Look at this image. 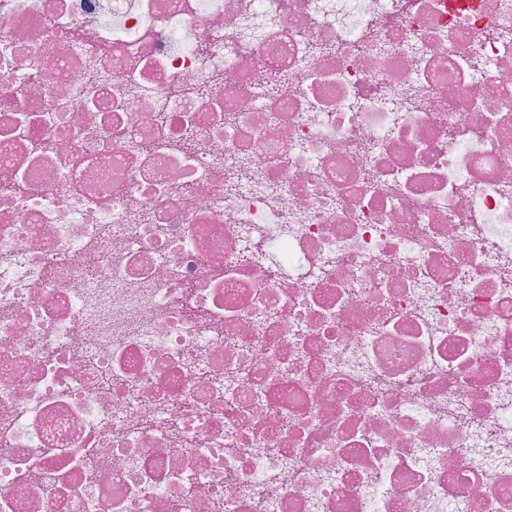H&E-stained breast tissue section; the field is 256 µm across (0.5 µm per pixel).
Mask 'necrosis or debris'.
<instances>
[{"label": "necrosis or debris", "instance_id": "1", "mask_svg": "<svg viewBox=\"0 0 512 512\" xmlns=\"http://www.w3.org/2000/svg\"><path fill=\"white\" fill-rule=\"evenodd\" d=\"M0 512H512V0H0Z\"/></svg>", "mask_w": 512, "mask_h": 512}]
</instances>
